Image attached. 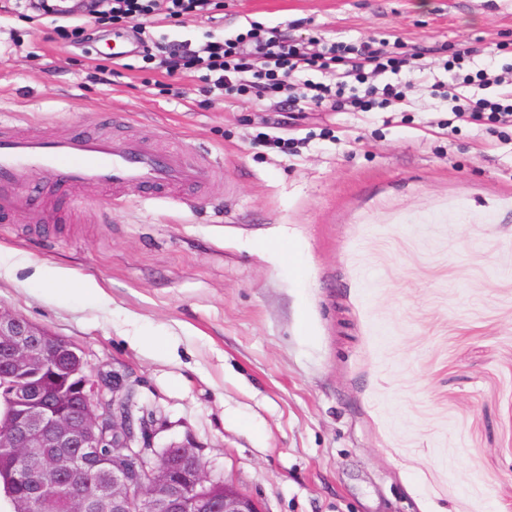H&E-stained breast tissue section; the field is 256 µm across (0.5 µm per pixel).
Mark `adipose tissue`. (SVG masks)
<instances>
[{
  "label": "adipose tissue",
  "instance_id": "1",
  "mask_svg": "<svg viewBox=\"0 0 512 512\" xmlns=\"http://www.w3.org/2000/svg\"><path fill=\"white\" fill-rule=\"evenodd\" d=\"M26 286L46 300L63 305L99 304L106 299V293L98 283L78 278L71 270L62 267H35Z\"/></svg>",
  "mask_w": 512,
  "mask_h": 512
}]
</instances>
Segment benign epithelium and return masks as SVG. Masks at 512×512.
Wrapping results in <instances>:
<instances>
[{"label": "benign epithelium", "instance_id": "benign-epithelium-1", "mask_svg": "<svg viewBox=\"0 0 512 512\" xmlns=\"http://www.w3.org/2000/svg\"><path fill=\"white\" fill-rule=\"evenodd\" d=\"M82 359L67 341L0 308V484L10 512H30L41 499L40 475L67 479L81 458H101L112 471V495L103 512H192L191 489L213 476L195 448L134 447L147 426L131 412L134 391L112 398V439L96 399L99 381L81 369ZM66 374L68 387L48 380ZM62 452L45 457L40 449ZM208 512H264L259 501L224 482V500L204 503Z\"/></svg>", "mask_w": 512, "mask_h": 512}]
</instances>
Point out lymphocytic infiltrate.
I'll list each match as a JSON object with an SVG mask.
<instances>
[{
  "label": "lymphocytic infiltrate",
  "mask_w": 512,
  "mask_h": 512,
  "mask_svg": "<svg viewBox=\"0 0 512 512\" xmlns=\"http://www.w3.org/2000/svg\"><path fill=\"white\" fill-rule=\"evenodd\" d=\"M219 0H112L108 10L110 24L119 29L145 31L156 11L171 18L218 9ZM144 60L158 67L181 68L203 73L213 88L245 101H258L280 93L288 111L328 109L334 112H367L373 108L398 107L405 102L401 87L377 86L373 75L398 72L424 57L425 51L402 41L372 38L356 45L340 42L314 44L297 42L276 32L264 30L260 23L232 38L214 37L202 48L191 49L178 41L138 44ZM313 70L328 76V83L301 79ZM478 79L503 89L498 99L463 101L456 82L436 84L433 94L448 98L455 113H476L492 123H512V76L488 70Z\"/></svg>",
  "instance_id": "f902f5d3"
}]
</instances>
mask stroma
Masks as SVG:
<instances>
[{"label":"stroma","mask_w":512,"mask_h":512,"mask_svg":"<svg viewBox=\"0 0 512 512\" xmlns=\"http://www.w3.org/2000/svg\"><path fill=\"white\" fill-rule=\"evenodd\" d=\"M428 45L408 111L215 102L204 82L137 56L111 84L112 33L87 46L0 0V127L115 132L195 150L204 188L56 202L18 191L0 247L95 280L108 306L57 305L0 276V308L75 345L135 389L155 447L197 448L265 512H512V127L457 116L428 86L512 68V0H224L213 19L155 15V39L235 36ZM294 139L290 150L270 137ZM166 338L141 349V330Z\"/></svg>","instance_id":"1"}]
</instances>
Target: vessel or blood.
I'll return each instance as SVG.
<instances>
[{"label":"vessel or blood","instance_id":"vessel-or-blood-1","mask_svg":"<svg viewBox=\"0 0 512 512\" xmlns=\"http://www.w3.org/2000/svg\"><path fill=\"white\" fill-rule=\"evenodd\" d=\"M47 176L50 191L92 193L134 187L161 192L174 185L205 186L211 165L184 152L158 155L143 145L109 134L68 133L54 138L35 135L0 137V220L16 207L15 189L33 174Z\"/></svg>","mask_w":512,"mask_h":512}]
</instances>
